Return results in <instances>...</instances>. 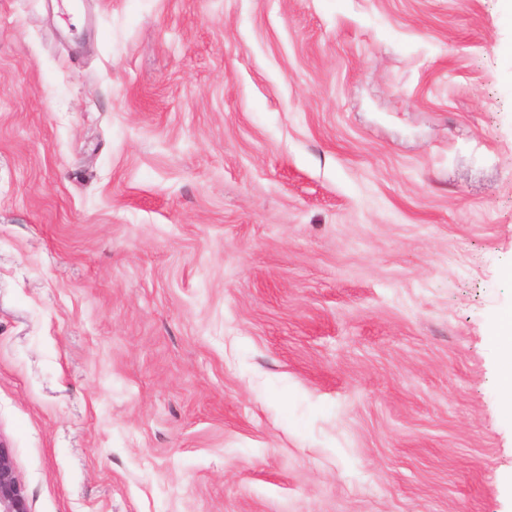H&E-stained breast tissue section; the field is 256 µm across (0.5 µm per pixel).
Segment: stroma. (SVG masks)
Listing matches in <instances>:
<instances>
[{
  "mask_svg": "<svg viewBox=\"0 0 512 512\" xmlns=\"http://www.w3.org/2000/svg\"><path fill=\"white\" fill-rule=\"evenodd\" d=\"M506 0H0V440L30 512H512ZM488 339L499 356L498 384L501 408L512 416V309L499 315Z\"/></svg>",
  "mask_w": 512,
  "mask_h": 512,
  "instance_id": "obj_1",
  "label": "stroma"
}]
</instances>
